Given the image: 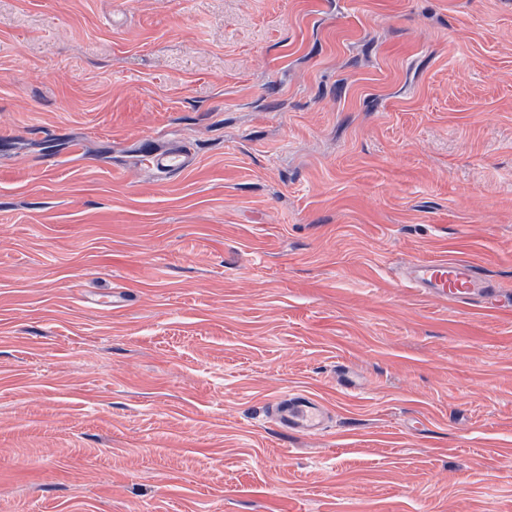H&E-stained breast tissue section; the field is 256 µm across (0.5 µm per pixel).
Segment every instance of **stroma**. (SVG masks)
<instances>
[{"label":"stroma","mask_w":512,"mask_h":512,"mask_svg":"<svg viewBox=\"0 0 512 512\" xmlns=\"http://www.w3.org/2000/svg\"><path fill=\"white\" fill-rule=\"evenodd\" d=\"M443 258L512 298V0H0V512H512ZM188 156L183 149L159 151L149 156L148 165L158 174L178 173L188 165ZM403 278L414 288L461 307L499 303V288L474 264L460 260H423L407 266ZM266 409L288 431L320 433L329 423L326 405L303 390L290 391L271 399Z\"/></svg>","instance_id":"35a3bbf8"}]
</instances>
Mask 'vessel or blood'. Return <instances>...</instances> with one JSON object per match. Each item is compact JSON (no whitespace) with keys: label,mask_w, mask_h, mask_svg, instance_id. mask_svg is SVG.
Masks as SVG:
<instances>
[{"label":"vessel or blood","mask_w":512,"mask_h":512,"mask_svg":"<svg viewBox=\"0 0 512 512\" xmlns=\"http://www.w3.org/2000/svg\"><path fill=\"white\" fill-rule=\"evenodd\" d=\"M189 163L185 150L159 151L150 155L148 165L160 174L178 173ZM404 279L415 288L448 299L462 307L476 303H497L499 288L472 263L460 260H423L410 264ZM268 413L285 429L319 433L329 423V412L319 399L303 390L279 395L266 405Z\"/></svg>","instance_id":"vessel-or-blood-1"}]
</instances>
